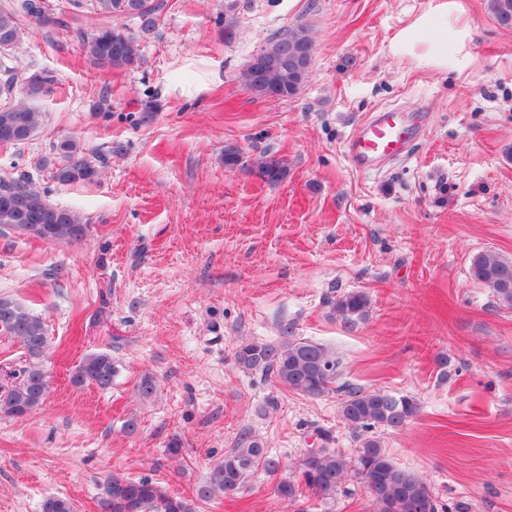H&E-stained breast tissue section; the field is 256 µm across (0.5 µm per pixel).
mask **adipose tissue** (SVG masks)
Returning <instances> with one entry per match:
<instances>
[{
  "mask_svg": "<svg viewBox=\"0 0 512 512\" xmlns=\"http://www.w3.org/2000/svg\"><path fill=\"white\" fill-rule=\"evenodd\" d=\"M469 39L470 26L461 21L457 0H440L433 10L399 33L392 51L424 65L461 72L469 66Z\"/></svg>",
  "mask_w": 512,
  "mask_h": 512,
  "instance_id": "adipose-tissue-1",
  "label": "adipose tissue"
}]
</instances>
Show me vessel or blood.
I'll use <instances>...</instances> for the list:
<instances>
[{
	"instance_id": "1",
	"label": "vessel or blood",
	"mask_w": 512,
	"mask_h": 512,
	"mask_svg": "<svg viewBox=\"0 0 512 512\" xmlns=\"http://www.w3.org/2000/svg\"><path fill=\"white\" fill-rule=\"evenodd\" d=\"M415 129L408 116L397 110L373 113L352 135L349 155L356 167L377 170L383 162L405 154Z\"/></svg>"
}]
</instances>
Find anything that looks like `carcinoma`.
Here are the masks:
<instances>
[{"label": "carcinoma", "mask_w": 512, "mask_h": 512, "mask_svg": "<svg viewBox=\"0 0 512 512\" xmlns=\"http://www.w3.org/2000/svg\"><path fill=\"white\" fill-rule=\"evenodd\" d=\"M69 8L54 9L48 0H13L0 7V52L15 48L22 35L23 20L64 30L75 28L84 13L98 20L92 32L76 31L82 54L103 71L127 70L141 62L140 42L161 25L166 0H68ZM489 12L504 27H512V0H488ZM122 18L137 22L136 31L117 23ZM315 45L307 27L298 25L271 37L259 55L268 64L256 72L242 70L241 80L248 91L262 98L290 99L299 94L309 77ZM0 77V145L19 146L36 134L43 113L17 99L16 92L35 98L49 95L57 84L51 71H37L20 80L10 69ZM53 155L41 166L54 168V178L63 184L98 180L96 164L73 139L52 146ZM265 181L277 184L288 175L286 163L274 156L255 163ZM87 230L74 211L52 205L46 192L30 178L0 179V232L33 236L56 244L82 239ZM470 279L490 290L504 307L512 308V260L490 250L470 258ZM12 307H0V331L16 339L24 355V365L16 381L0 391V414L22 417L38 410L49 393L44 358L49 336L42 319L20 302L9 299ZM331 316L344 326L364 320L370 300L363 291L344 293L328 301ZM234 363L243 372L259 374L288 391L310 398L341 394L339 418L358 442L356 454L347 456L332 448L335 437L328 430L317 431L319 446L304 454L298 475L280 477L273 492L290 504L312 495L322 501L336 500L345 480L352 474L365 486L374 512H449L430 484L416 473L397 465L380 440L370 435L376 428L398 430L420 412L410 395L394 396L380 389L366 390L339 383V361L328 347L291 335L277 343L243 341L234 352ZM117 368L112 356L97 352L85 356L71 376L76 387L93 385L101 391L112 388ZM155 377L142 374L135 384L138 397L150 400L156 393ZM281 470L279 458L264 443L247 433L224 458L215 463L192 495L172 493L149 478L137 480L114 474L105 479L97 502L98 512H196L195 504L236 494L245 489L255 473L270 476ZM41 512H75L74 503L50 495Z\"/></svg>", "instance_id": "carcinoma-1"}]
</instances>
